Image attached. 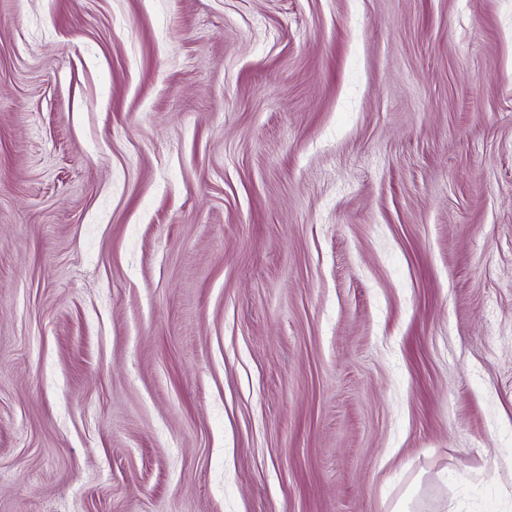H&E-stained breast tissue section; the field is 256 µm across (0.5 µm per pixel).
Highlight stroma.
Listing matches in <instances>:
<instances>
[{
    "label": "stroma",
    "instance_id": "stroma-1",
    "mask_svg": "<svg viewBox=\"0 0 512 512\" xmlns=\"http://www.w3.org/2000/svg\"><path fill=\"white\" fill-rule=\"evenodd\" d=\"M512 512V0H0V512Z\"/></svg>",
    "mask_w": 512,
    "mask_h": 512
}]
</instances>
